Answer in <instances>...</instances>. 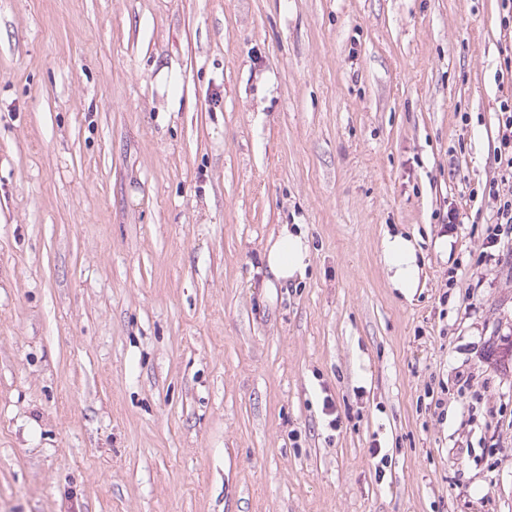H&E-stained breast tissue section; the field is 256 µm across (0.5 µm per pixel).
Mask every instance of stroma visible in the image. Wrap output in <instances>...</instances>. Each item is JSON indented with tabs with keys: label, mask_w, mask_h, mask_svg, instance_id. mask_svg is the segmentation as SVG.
<instances>
[{
	"label": "stroma",
	"mask_w": 512,
	"mask_h": 512,
	"mask_svg": "<svg viewBox=\"0 0 512 512\" xmlns=\"http://www.w3.org/2000/svg\"><path fill=\"white\" fill-rule=\"evenodd\" d=\"M510 46L497 0H0V512H512ZM500 86L505 79L510 84V94L503 95L498 101V133L496 161L498 176L485 182L481 188L482 198L492 201L493 215L485 229L487 244H495L501 240L512 239V185L508 190L502 188L506 183L512 184V48H505L500 68L495 75ZM263 259L275 282L303 279L310 263L308 240L300 230H290L288 224L283 225L279 233L267 241ZM381 252L391 288L412 299L420 284L422 267L414 242L400 233H385Z\"/></svg>",
	"instance_id": "35a3bbf8"
}]
</instances>
